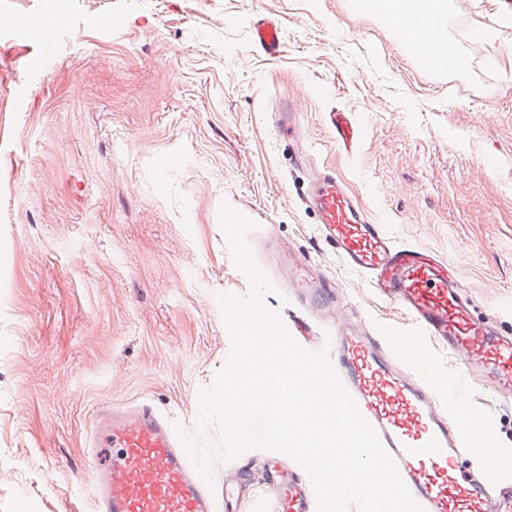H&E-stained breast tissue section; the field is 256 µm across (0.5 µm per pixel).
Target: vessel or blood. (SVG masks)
<instances>
[{"label": "vessel or blood", "instance_id": "b4317fda", "mask_svg": "<svg viewBox=\"0 0 512 512\" xmlns=\"http://www.w3.org/2000/svg\"><path fill=\"white\" fill-rule=\"evenodd\" d=\"M406 40L424 67L452 70L460 65L455 46L438 24L422 15L402 21ZM252 38L269 57L282 48V24L261 18ZM338 147L352 151L361 129L350 113L329 115ZM315 214L316 234L350 270L360 274L380 298L400 304L409 316L408 333L394 340L393 329L362 318L349 322L348 302L336 280L316 271L302 253L273 244L281 275L295 309L283 320L308 349L322 346L333 329L331 359L362 415L377 430L413 497L425 512H512V470L493 468L499 456L480 413L429 360L432 349L460 358L459 383L478 377L491 392L512 398V336L474 320L469 300L434 253L397 243L387 224L374 218L335 172H312L299 195ZM95 447L108 450L89 492L95 512H218L237 506L250 491V464L240 467L238 487L216 499L179 443L171 419L149 404L105 406L98 410ZM491 464L482 472L481 464ZM264 489L274 512H316L305 472L272 464Z\"/></svg>", "mask_w": 512, "mask_h": 512}]
</instances>
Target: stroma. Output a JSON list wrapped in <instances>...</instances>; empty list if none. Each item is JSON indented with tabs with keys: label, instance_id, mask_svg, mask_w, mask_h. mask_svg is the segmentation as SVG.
Instances as JSON below:
<instances>
[{
	"label": "stroma",
	"instance_id": "obj_1",
	"mask_svg": "<svg viewBox=\"0 0 512 512\" xmlns=\"http://www.w3.org/2000/svg\"><path fill=\"white\" fill-rule=\"evenodd\" d=\"M452 0L460 72L428 71L350 0H0V512H94L93 415L148 403L194 430L230 340L216 296L245 293L221 200L336 276L365 317L403 328L316 237L306 178L272 114L302 99L306 149L397 243L434 251L472 313L512 332V0ZM282 23L266 58L256 19ZM319 84L318 97L304 96ZM363 135L337 149L327 116ZM512 467V405L470 385Z\"/></svg>",
	"mask_w": 512,
	"mask_h": 512
}]
</instances>
